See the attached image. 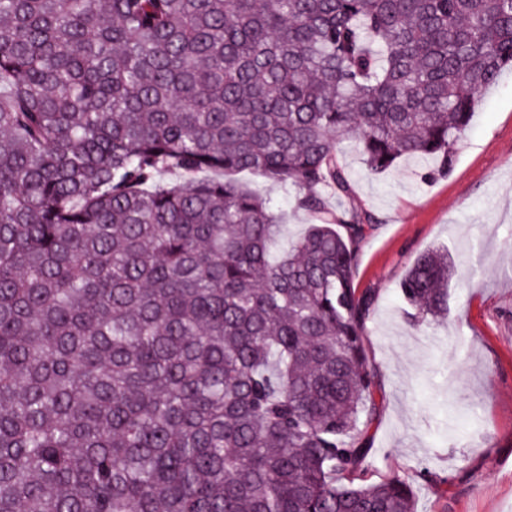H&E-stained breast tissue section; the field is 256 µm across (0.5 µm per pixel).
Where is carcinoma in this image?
<instances>
[{"mask_svg":"<svg viewBox=\"0 0 512 512\" xmlns=\"http://www.w3.org/2000/svg\"><path fill=\"white\" fill-rule=\"evenodd\" d=\"M508 69L512 0H0V512H416L367 480L342 145L445 175ZM452 274L410 267L414 325ZM240 180L265 191L271 197L272 205L284 216L285 236L297 238L303 234L307 224H312L311 216L297 207V189L291 185H270L251 175L239 176Z\"/></svg>","mask_w":512,"mask_h":512,"instance_id":"carcinoma-1","label":"carcinoma"}]
</instances>
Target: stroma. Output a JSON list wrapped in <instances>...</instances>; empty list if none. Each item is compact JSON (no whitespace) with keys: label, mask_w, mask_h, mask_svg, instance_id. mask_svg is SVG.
<instances>
[{"label":"stroma","mask_w":512,"mask_h":512,"mask_svg":"<svg viewBox=\"0 0 512 512\" xmlns=\"http://www.w3.org/2000/svg\"><path fill=\"white\" fill-rule=\"evenodd\" d=\"M343 161L375 224L354 274L377 295L366 347L381 409L367 477H411L418 512H512V71L483 93L447 175L412 159L379 175L355 152ZM242 180L270 195L287 237L303 234L312 218L295 187ZM438 248L464 255L468 274L449 281L447 315L416 327L400 285Z\"/></svg>","instance_id":"stroma-1"}]
</instances>
